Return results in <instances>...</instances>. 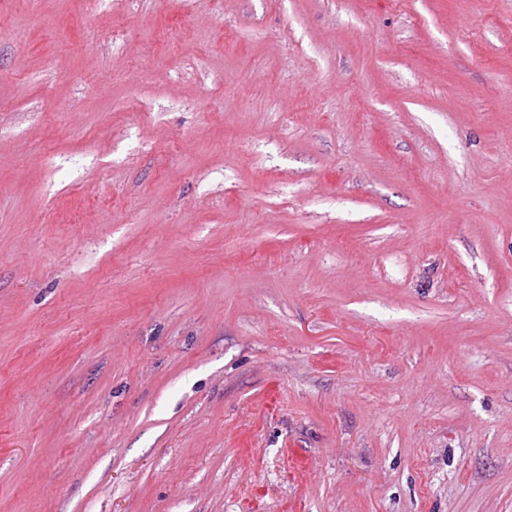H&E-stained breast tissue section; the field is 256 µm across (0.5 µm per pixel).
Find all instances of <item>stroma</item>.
<instances>
[{
	"label": "stroma",
	"instance_id": "1",
	"mask_svg": "<svg viewBox=\"0 0 512 512\" xmlns=\"http://www.w3.org/2000/svg\"><path fill=\"white\" fill-rule=\"evenodd\" d=\"M0 512H512V0H0Z\"/></svg>",
	"mask_w": 512,
	"mask_h": 512
}]
</instances>
